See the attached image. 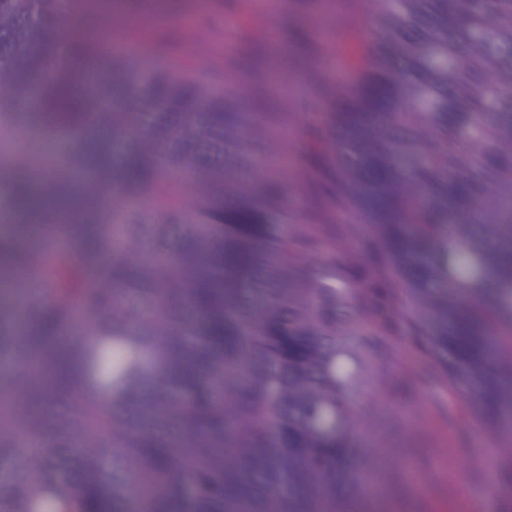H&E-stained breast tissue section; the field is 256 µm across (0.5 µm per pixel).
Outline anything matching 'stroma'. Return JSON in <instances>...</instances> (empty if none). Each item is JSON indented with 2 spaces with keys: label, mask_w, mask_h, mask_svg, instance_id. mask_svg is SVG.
<instances>
[{
  "label": "stroma",
  "mask_w": 512,
  "mask_h": 512,
  "mask_svg": "<svg viewBox=\"0 0 512 512\" xmlns=\"http://www.w3.org/2000/svg\"><path fill=\"white\" fill-rule=\"evenodd\" d=\"M372 19L368 0H87L77 33L112 32V52L131 61L149 49L162 68L175 67L201 90L223 89L240 111L257 114L274 149L297 155L288 209L336 244L349 265L368 262L373 230L350 209L329 206L315 170L300 155L307 133L329 125L338 97L368 66ZM65 140L34 141L26 125L0 137V161L27 155L60 160ZM391 324L378 327L372 296L362 289L363 334L371 349L351 344L362 363L353 398L368 500L388 512H512V425L486 419L453 388L410 336L407 309L389 302Z\"/></svg>",
  "instance_id": "1"
}]
</instances>
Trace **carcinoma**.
Segmentation results:
<instances>
[{"mask_svg": "<svg viewBox=\"0 0 512 512\" xmlns=\"http://www.w3.org/2000/svg\"><path fill=\"white\" fill-rule=\"evenodd\" d=\"M85 0H0V136L64 134L71 173L111 180L124 240L57 203L60 172L11 200L50 203L76 246L24 295L27 336L0 308V354L43 405L40 476L0 429V512H337L358 498L356 290L378 322L389 289L289 218L288 164L253 114L182 73L52 38ZM371 65L309 156L333 200L378 228L408 325L456 388L512 417V0H378ZM194 200L187 215L185 197ZM21 235L0 256L33 265ZM298 253L326 257L298 273Z\"/></svg>", "mask_w": 512, "mask_h": 512, "instance_id": "obj_1", "label": "carcinoma"}]
</instances>
